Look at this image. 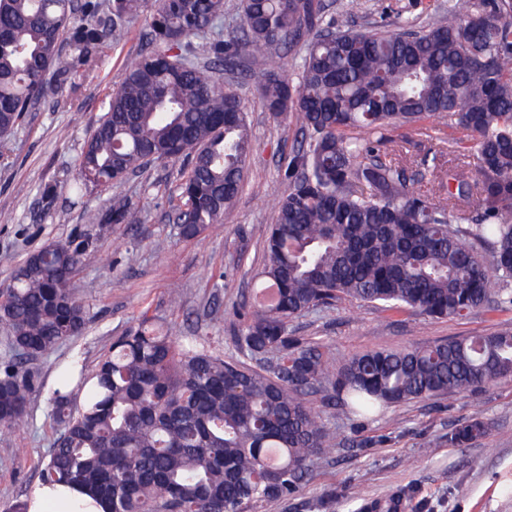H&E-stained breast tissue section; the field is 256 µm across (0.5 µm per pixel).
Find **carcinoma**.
<instances>
[{"label": "carcinoma", "mask_w": 512, "mask_h": 512, "mask_svg": "<svg viewBox=\"0 0 512 512\" xmlns=\"http://www.w3.org/2000/svg\"><path fill=\"white\" fill-rule=\"evenodd\" d=\"M145 0H0V154L46 93L88 77L125 40ZM82 18L74 22L75 12ZM224 0H153L149 47L107 93L86 140L75 196L111 187L155 161L183 163L176 219L195 238L242 192L250 135L243 100L219 71L270 59L260 95L295 113L303 138L277 191L261 283L237 314V355L186 343L155 318L117 337L87 371L58 374L63 425L42 471L100 499L106 512H256L294 495L336 436L306 401L329 392L341 409L474 391L512 376V328L427 348H377L336 361L289 322L345 300L431 319L512 306V0H448L425 29L357 32L326 20L320 0H242L241 33L224 40ZM206 40L198 57L192 39ZM303 52L298 64L283 49ZM443 124L463 133L456 163L418 187L391 127ZM92 224H135L124 199ZM80 253L49 243L0 291V328L16 357L0 363V433L26 421L35 376L23 364L79 334L87 311L71 290ZM490 430L472 415L448 433L466 447Z\"/></svg>", "instance_id": "obj_1"}]
</instances>
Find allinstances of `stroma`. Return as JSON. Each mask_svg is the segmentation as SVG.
<instances>
[{"label":"stroma","instance_id":"1","mask_svg":"<svg viewBox=\"0 0 512 512\" xmlns=\"http://www.w3.org/2000/svg\"><path fill=\"white\" fill-rule=\"evenodd\" d=\"M446 0H363L358 17L346 19L345 0H321L326 17L339 28L366 30L382 21L398 30L403 18L430 23ZM145 19L98 61L94 78L77 90L51 88L28 113L0 153V286L26 255L48 242L86 240L72 290L84 304L82 332L26 362L37 382L28 395V419L0 434V512L24 503L49 458L61 427L52 415L51 388L59 369L80 354L94 369L113 340L137 325L142 315L161 317L185 342L194 336L219 341L224 355L235 347L233 312L257 285L264 261V236L274 216L272 194L296 145L298 123L268 112L258 91L267 64L248 60L225 68L224 87L247 105L251 150L245 186L222 223L199 237L183 238L174 220L180 203L181 162L155 163L130 175L112 191L73 199L65 184L77 172L84 143L104 113L106 95L121 84L130 60L144 46ZM25 193H17V185ZM57 188L53 199L45 185ZM124 197L139 213L135 224H89L84 215L105 208L111 195ZM136 259H129V252ZM179 287L181 307L170 305ZM512 310L474 313L462 319H429L410 312H384L346 301L312 311L290 323L293 335L315 337L330 356L343 360L379 347H427L461 336L491 334ZM309 402L339 434V447L322 457L302 489L259 512H359L372 500L398 499L400 512H512V377L475 392L415 400L384 409L372 418L342 414L310 394ZM478 414L490 433L468 447L449 446L448 433ZM466 496H457L458 484Z\"/></svg>","mask_w":512,"mask_h":512}]
</instances>
